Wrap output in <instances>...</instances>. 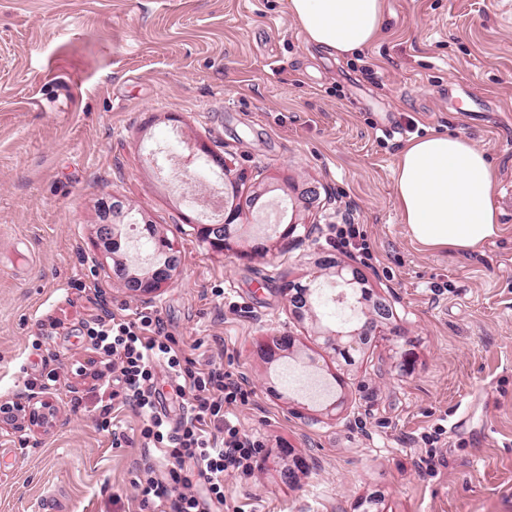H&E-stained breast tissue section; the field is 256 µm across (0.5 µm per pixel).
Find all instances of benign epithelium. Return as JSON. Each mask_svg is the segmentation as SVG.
<instances>
[{"label": "benign epithelium", "mask_w": 512, "mask_h": 512, "mask_svg": "<svg viewBox=\"0 0 512 512\" xmlns=\"http://www.w3.org/2000/svg\"><path fill=\"white\" fill-rule=\"evenodd\" d=\"M284 193L290 197L296 209L308 210L317 201L319 192L314 186L300 187L294 182H284ZM107 220L97 228L96 248L103 254H108L106 244L112 246L120 244V225L125 223L124 217L128 212L118 205H111L105 208ZM224 224H204L198 230V235L207 241H213L208 236L212 230L224 229V250L231 248V242L238 232L236 221L244 218L242 210L236 203L224 201ZM315 267L319 271H332L336 276L338 291L334 300L338 304H344L355 310L361 309L365 320L358 323H347L338 330H328L323 333L325 344L344 356L346 362H355L353 353L362 352L380 338H389L396 335L395 328L391 327L395 312L391 302L383 295L374 292L366 287L367 280L362 272L352 266L341 264L336 261L318 259ZM179 268V257L177 252L168 254L165 260H156L153 265L138 279L141 281V288L135 290L136 296L143 300L152 299L153 295L173 280ZM284 292L288 295L289 310L299 321L305 319L311 313V296L313 293L321 292V284L316 279H311L308 284L284 285ZM294 345L291 336H269L257 345L260 354L274 361L281 357L283 352L290 350ZM10 407L25 411V417L8 422V426L17 432L29 430L31 432L44 431L48 428L60 425V417L52 399L47 395L38 392L21 393L17 395Z\"/></svg>", "instance_id": "benign-epithelium-1"}]
</instances>
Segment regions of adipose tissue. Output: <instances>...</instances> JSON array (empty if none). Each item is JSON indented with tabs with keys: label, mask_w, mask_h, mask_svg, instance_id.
Masks as SVG:
<instances>
[{
	"label": "adipose tissue",
	"mask_w": 512,
	"mask_h": 512,
	"mask_svg": "<svg viewBox=\"0 0 512 512\" xmlns=\"http://www.w3.org/2000/svg\"><path fill=\"white\" fill-rule=\"evenodd\" d=\"M306 42L333 58L371 44L384 20V0H288ZM489 157L451 134L412 140L398 158L395 196L412 241L430 249L469 251L497 237Z\"/></svg>",
	"instance_id": "1"
}]
</instances>
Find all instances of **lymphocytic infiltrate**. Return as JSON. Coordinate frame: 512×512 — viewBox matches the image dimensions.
I'll return each instance as SVG.
<instances>
[{
	"label": "lymphocytic infiltrate",
	"instance_id": "f902f5d3",
	"mask_svg": "<svg viewBox=\"0 0 512 512\" xmlns=\"http://www.w3.org/2000/svg\"><path fill=\"white\" fill-rule=\"evenodd\" d=\"M89 338L112 378L103 415L133 410L143 422L144 448L158 451L162 461V472L147 470L137 484L140 512H202L198 484L215 505H223L225 475H250L262 450L241 432L234 414L249 403L250 391L223 366L197 367L151 311L132 320L108 314ZM161 369L176 380L183 414L175 423L157 410L161 392L155 379Z\"/></svg>",
	"mask_w": 512,
	"mask_h": 512
}]
</instances>
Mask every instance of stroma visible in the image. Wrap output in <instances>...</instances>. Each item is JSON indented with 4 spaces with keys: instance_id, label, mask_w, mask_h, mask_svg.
<instances>
[{
    "instance_id": "35a3bbf8",
    "label": "stroma",
    "mask_w": 512,
    "mask_h": 512,
    "mask_svg": "<svg viewBox=\"0 0 512 512\" xmlns=\"http://www.w3.org/2000/svg\"><path fill=\"white\" fill-rule=\"evenodd\" d=\"M503 0H385L376 41L338 60L309 46L287 0H0V402L57 370L46 390L67 423L40 434L0 426V512H140L150 462L141 419L118 413L128 445L100 427V358L85 340L104 311L153 309L187 356L228 365L252 395L236 409L262 444L224 496L245 512H512V16ZM467 88L486 112L455 111ZM420 135H461L488 154L500 234L470 252L406 233L395 168ZM316 186L293 210L283 180ZM258 195L232 250L193 232L198 199ZM121 202L120 259L152 248L139 221L180 252L151 301L112 276L95 248L103 204ZM309 225L292 246L276 222ZM362 226L373 258L331 247ZM264 250H257V243ZM321 256L361 267L393 295L396 340L356 354L323 334L347 318L314 302L297 320L286 282ZM293 336L267 361L257 344ZM410 351L402 368L399 354ZM446 429L436 448L422 437ZM305 468L284 478L294 459ZM435 469H428V462Z\"/></svg>"
}]
</instances>
